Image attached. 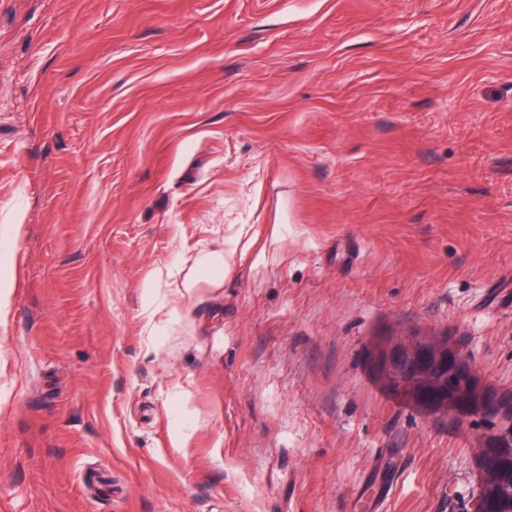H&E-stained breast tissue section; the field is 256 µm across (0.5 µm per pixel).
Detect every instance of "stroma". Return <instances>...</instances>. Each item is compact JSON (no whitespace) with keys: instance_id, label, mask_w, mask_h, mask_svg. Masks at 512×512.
Returning a JSON list of instances; mask_svg holds the SVG:
<instances>
[{"instance_id":"obj_1","label":"stroma","mask_w":512,"mask_h":512,"mask_svg":"<svg viewBox=\"0 0 512 512\" xmlns=\"http://www.w3.org/2000/svg\"><path fill=\"white\" fill-rule=\"evenodd\" d=\"M418 332L512 393V0H0V512H470ZM240 240L228 238L224 240L223 246L215 251H207L197 258L198 280L201 278H212L229 267L230 262L235 258Z\"/></svg>"}]
</instances>
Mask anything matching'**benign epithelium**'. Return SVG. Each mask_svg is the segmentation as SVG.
Returning a JSON list of instances; mask_svg holds the SVG:
<instances>
[{
    "mask_svg": "<svg viewBox=\"0 0 512 512\" xmlns=\"http://www.w3.org/2000/svg\"><path fill=\"white\" fill-rule=\"evenodd\" d=\"M381 361L395 374V379L403 382L410 381L425 366L448 368V385L456 389V399L448 403V415L462 425L479 421L474 434V457L480 490H485L491 478L481 456L484 448L496 449L504 463L502 478L512 484V421L503 423L504 413L512 410V403L480 387L476 370L458 345L448 342V351L443 356L437 355L427 343L415 347L393 345L383 353Z\"/></svg>",
    "mask_w": 512,
    "mask_h": 512,
    "instance_id": "1",
    "label": "benign epithelium"
}]
</instances>
